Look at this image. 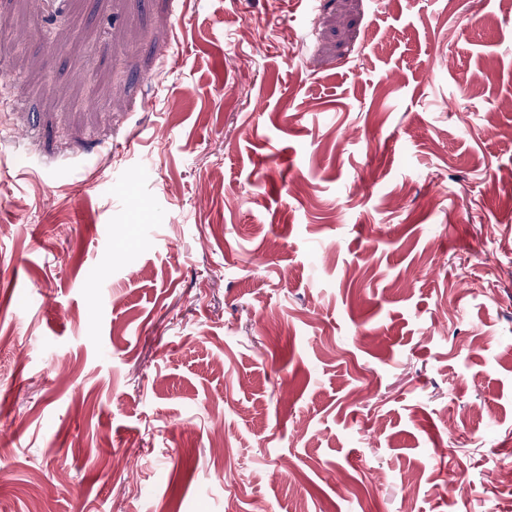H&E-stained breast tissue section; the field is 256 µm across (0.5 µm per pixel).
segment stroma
Instances as JSON below:
<instances>
[{
  "label": "stroma",
  "instance_id": "obj_1",
  "mask_svg": "<svg viewBox=\"0 0 512 512\" xmlns=\"http://www.w3.org/2000/svg\"><path fill=\"white\" fill-rule=\"evenodd\" d=\"M0 66V512H512L507 0H0Z\"/></svg>",
  "mask_w": 512,
  "mask_h": 512
}]
</instances>
